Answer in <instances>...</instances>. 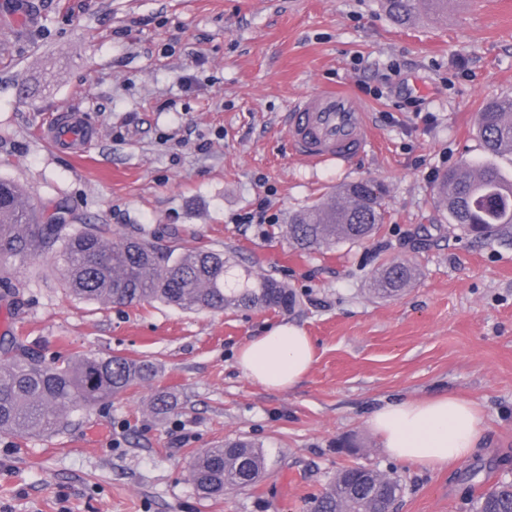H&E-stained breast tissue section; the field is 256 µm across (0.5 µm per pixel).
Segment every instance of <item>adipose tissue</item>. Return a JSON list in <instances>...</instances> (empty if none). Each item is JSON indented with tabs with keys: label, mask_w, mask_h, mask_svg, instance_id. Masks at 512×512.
<instances>
[{
	"label": "adipose tissue",
	"mask_w": 512,
	"mask_h": 512,
	"mask_svg": "<svg viewBox=\"0 0 512 512\" xmlns=\"http://www.w3.org/2000/svg\"><path fill=\"white\" fill-rule=\"evenodd\" d=\"M312 363V343L297 326L280 325L244 344L237 364L253 382L290 390ZM393 459L429 470L450 469L470 458L484 440L477 410L457 397L387 404L368 420Z\"/></svg>",
	"instance_id": "ef3b65f1"
}]
</instances>
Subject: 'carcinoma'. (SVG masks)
<instances>
[{
    "label": "carcinoma",
    "mask_w": 512,
    "mask_h": 512,
    "mask_svg": "<svg viewBox=\"0 0 512 512\" xmlns=\"http://www.w3.org/2000/svg\"><path fill=\"white\" fill-rule=\"evenodd\" d=\"M449 0H381L391 21L409 26L421 14L448 12ZM478 133L491 156L512 155V97L482 105ZM386 186L374 178L347 182L336 194L294 213L285 227L293 249L309 253L339 244H362L384 223ZM437 205L448 223L486 241L512 243V175L492 163H462L448 169L434 187ZM54 249L63 261V286L85 301L122 305L161 302L185 311L254 309L287 312L296 292L272 276L239 282L228 278L237 267L231 255L196 248L175 254L146 238L120 236L103 225L74 228L55 215L44 218L11 181L0 179V254L30 257ZM406 260L385 264L374 279L373 293L398 297L416 277ZM153 363L122 355L38 357L20 344L0 359V435L58 432L69 426V413L87 409L151 379ZM265 449L252 441H234L197 454L190 477L206 498L224 490L254 487L268 474ZM395 476L378 471L366 477L365 466H347L328 486L309 498L307 512H385L401 496ZM474 512H512V485L496 482L475 500Z\"/></svg>",
    "instance_id": "obj_1"
}]
</instances>
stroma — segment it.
I'll return each instance as SVG.
<instances>
[{
  "mask_svg": "<svg viewBox=\"0 0 512 512\" xmlns=\"http://www.w3.org/2000/svg\"><path fill=\"white\" fill-rule=\"evenodd\" d=\"M28 22L0 24V178L67 223L104 224L180 251L238 253L287 281L278 313L184 311L86 302L61 284L54 253L0 261V309L45 359L118 354L154 378L71 414L70 426L0 437V512H306L345 466L403 483L397 512H473L480 490L512 478V246L478 242L436 208L437 176L485 160L479 106L512 96V0H452L447 17L394 24L377 0H0ZM349 88L377 148L312 166L287 146L298 96ZM75 109L96 137L78 161L39 130ZM375 178L387 216L362 244L304 254L279 228L336 185ZM265 209L264 224L239 215ZM407 260L400 296L369 283ZM303 329L313 363L286 391L237 367L240 347L278 324ZM170 393L171 410L151 400ZM476 405L485 444L453 470L394 461L368 425L406 399ZM253 439L270 473L255 487L200 496L201 450ZM475 478H468V471Z\"/></svg>",
  "mask_w": 512,
  "mask_h": 512,
  "instance_id": "obj_1",
  "label": "stroma"
}]
</instances>
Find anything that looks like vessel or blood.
I'll return each instance as SVG.
<instances>
[{
	"label": "vessel or blood",
	"mask_w": 512,
	"mask_h": 512,
	"mask_svg": "<svg viewBox=\"0 0 512 512\" xmlns=\"http://www.w3.org/2000/svg\"><path fill=\"white\" fill-rule=\"evenodd\" d=\"M288 146L293 155L311 164L350 161L373 145L362 104L348 93L320 90L291 103L286 114ZM54 150L75 157L86 155L94 132L76 111L58 113L42 130Z\"/></svg>",
	"instance_id": "b4317fda"
}]
</instances>
